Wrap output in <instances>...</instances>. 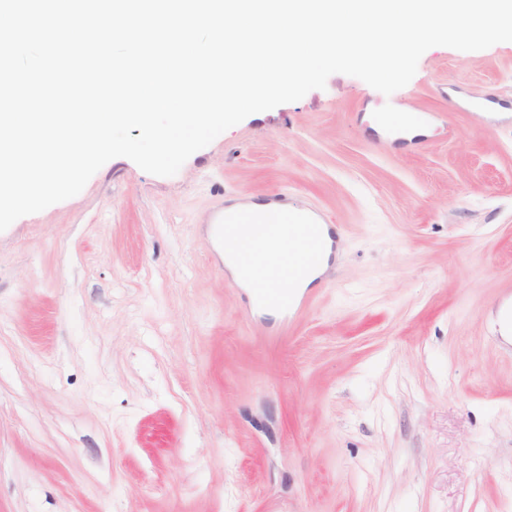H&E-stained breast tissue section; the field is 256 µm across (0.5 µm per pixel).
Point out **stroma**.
Instances as JSON below:
<instances>
[{
	"instance_id": "35a3bbf8",
	"label": "stroma",
	"mask_w": 512,
	"mask_h": 512,
	"mask_svg": "<svg viewBox=\"0 0 512 512\" xmlns=\"http://www.w3.org/2000/svg\"><path fill=\"white\" fill-rule=\"evenodd\" d=\"M512 43L384 95L248 116L172 176L125 157L0 232V512H512ZM433 112L420 144L373 113ZM291 190L337 224L292 330L206 219Z\"/></svg>"
}]
</instances>
